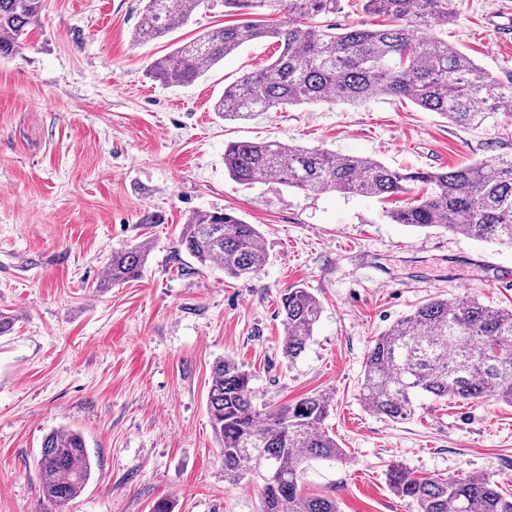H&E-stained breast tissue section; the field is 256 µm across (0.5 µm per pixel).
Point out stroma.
<instances>
[{"instance_id": "stroma-1", "label": "stroma", "mask_w": 512, "mask_h": 512, "mask_svg": "<svg viewBox=\"0 0 512 512\" xmlns=\"http://www.w3.org/2000/svg\"><path fill=\"white\" fill-rule=\"evenodd\" d=\"M434 35L512 88V0H453ZM142 0H44L27 45L0 58V512H44L35 461L50 430H80L93 477L67 512H260L254 483L224 479L207 414L212 367L252 374L258 406L313 394L346 462L314 461L307 492L340 512H415L388 485L418 476L490 478L512 494V406L421 397L393 422L361 402L371 340L432 298L512 304V248L393 223L403 196L253 188L224 171L231 141L280 140L370 157L393 169L448 168L512 153V114L478 127L396 97L218 117L214 103L277 55L245 44L188 85L147 73L172 43L224 26L221 0L166 37L135 43ZM231 210L263 234L266 264L231 279L179 253L181 224ZM150 247L138 278L97 290L114 253ZM309 289L323 312L305 351H281L279 297Z\"/></svg>"}]
</instances>
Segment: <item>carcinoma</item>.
I'll return each mask as SVG.
<instances>
[{"instance_id":"1","label":"carcinoma","mask_w":512,"mask_h":512,"mask_svg":"<svg viewBox=\"0 0 512 512\" xmlns=\"http://www.w3.org/2000/svg\"><path fill=\"white\" fill-rule=\"evenodd\" d=\"M209 0H145L133 41L163 38ZM366 10L390 20L369 28L324 26L318 19L340 10V0H224L233 15L263 9L282 18L275 26L247 20L214 29L154 60L149 75L163 85L192 82L243 44L272 38L279 54L265 68L224 88L214 109L226 120L256 112L337 100L357 105L381 96L472 125L485 114L512 112V90L502 88L473 59L430 36L431 23L448 24L452 0H364ZM43 0H0V56L10 57L39 26ZM224 168L252 188L269 180L310 192L336 191L384 199L408 195L389 213L397 224L442 228L512 248V154L446 170L400 172L369 157L336 154L279 140L235 141L224 147ZM179 250L202 267L233 278L262 270L266 253L258 225L231 212H197L182 224ZM149 248L115 253L97 284L132 280ZM282 351L298 358L311 340L322 304L306 288L281 296ZM420 395L489 400L512 405V308L477 297L431 299L371 341L359 396L373 413L398 422L415 415ZM207 412L224 457V480L260 484L261 512H339L336 499L304 492L310 462H341L343 449L323 427L328 403L308 396L281 408H257L251 376L231 359L215 363ZM39 490L54 512L76 500L93 476L81 431L48 432L36 460ZM391 488L417 512H512V497L482 476L418 477L390 466Z\"/></svg>"}]
</instances>
